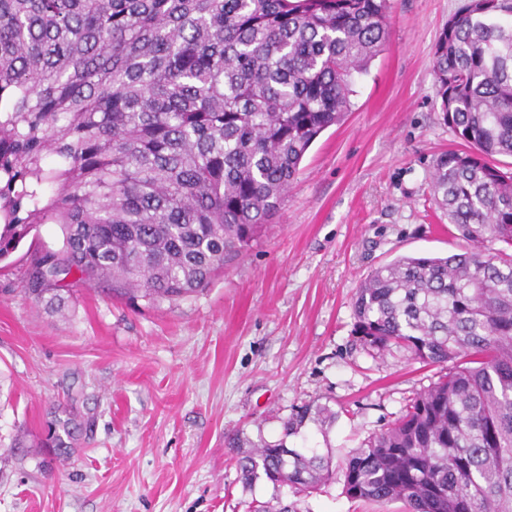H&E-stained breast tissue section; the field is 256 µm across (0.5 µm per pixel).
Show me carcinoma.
<instances>
[{"mask_svg":"<svg viewBox=\"0 0 512 512\" xmlns=\"http://www.w3.org/2000/svg\"><path fill=\"white\" fill-rule=\"evenodd\" d=\"M389 0H0V260L39 224L26 291L66 277L149 304L203 290L276 216L305 153L350 109L388 38ZM440 112L463 142L433 161L435 203L466 243L400 257L353 297V335L443 367L347 456L352 498L405 512H512V0H463L434 51ZM228 440L245 484L313 489L329 460Z\"/></svg>","mask_w":512,"mask_h":512,"instance_id":"1","label":"carcinoma"}]
</instances>
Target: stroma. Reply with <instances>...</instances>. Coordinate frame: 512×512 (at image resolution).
I'll return each instance as SVG.
<instances>
[{"label":"stroma","mask_w":512,"mask_h":512,"mask_svg":"<svg viewBox=\"0 0 512 512\" xmlns=\"http://www.w3.org/2000/svg\"><path fill=\"white\" fill-rule=\"evenodd\" d=\"M461 0H390L389 41L353 77L351 108L313 143L261 238L203 291L154 305L78 283L64 311L36 302L23 273L58 249L37 226L0 261V512H246L280 499L298 512H404L348 497L343 476L311 493L244 484L227 436L280 439L333 466L394 422L440 367L380 357L352 334V298L402 255L463 242L430 188L445 124L435 43ZM79 429L58 447L62 423Z\"/></svg>","instance_id":"stroma-1"}]
</instances>
